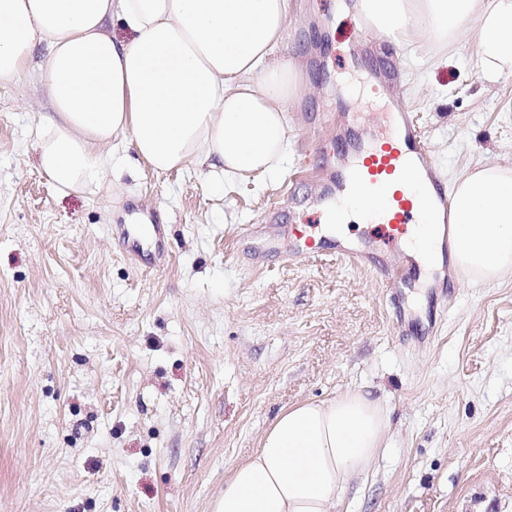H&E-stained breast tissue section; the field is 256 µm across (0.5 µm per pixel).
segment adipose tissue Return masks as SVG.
<instances>
[{
  "instance_id": "obj_1",
  "label": "adipose tissue",
  "mask_w": 512,
  "mask_h": 512,
  "mask_svg": "<svg viewBox=\"0 0 512 512\" xmlns=\"http://www.w3.org/2000/svg\"><path fill=\"white\" fill-rule=\"evenodd\" d=\"M374 30L438 46L471 30L479 76L512 75V0H360ZM128 30L113 38L110 19ZM287 0H0V81L28 71L37 44L53 110L31 131L63 194L99 186L127 136L154 171L198 164L234 178L280 169L301 78L272 60ZM452 260L473 282L512 273V170L481 165L453 187ZM388 411L351 391L281 411L236 464L213 512H334L386 448Z\"/></svg>"
}]
</instances>
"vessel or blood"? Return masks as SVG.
Listing matches in <instances>:
<instances>
[{
    "label": "vessel or blood",
    "instance_id": "vessel-or-blood-1",
    "mask_svg": "<svg viewBox=\"0 0 512 512\" xmlns=\"http://www.w3.org/2000/svg\"><path fill=\"white\" fill-rule=\"evenodd\" d=\"M374 95L385 98L388 110L377 122H362L354 112H341L337 125L348 134L339 155H326L317 179V197L324 207L323 225L245 224L237 244L262 243L267 250L287 248L289 260L303 264L318 255H332L357 266L370 267L386 285L388 302L402 339L422 343L435 339L445 322L448 293L450 204L448 193L428 159L422 135L401 100L397 85L382 78L371 84ZM372 200L363 221L367 231L342 235L341 201ZM427 236L434 250L414 248ZM126 255L152 251L155 267L168 264L167 229L159 221L121 227ZM416 290L427 291L430 307L419 317L406 306Z\"/></svg>",
    "mask_w": 512,
    "mask_h": 512
}]
</instances>
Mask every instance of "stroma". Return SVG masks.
I'll return each instance as SVG.
<instances>
[{
  "instance_id": "35a3bbf8",
  "label": "stroma",
  "mask_w": 512,
  "mask_h": 512,
  "mask_svg": "<svg viewBox=\"0 0 512 512\" xmlns=\"http://www.w3.org/2000/svg\"><path fill=\"white\" fill-rule=\"evenodd\" d=\"M275 55L306 88L276 174L211 188L196 165L157 173L130 141L101 189L60 194L30 131L52 105L39 71L0 82V512H212L224 478L276 415L362 390L390 412L387 449L335 512H512V277H456L437 341L395 334L386 287L336 257L248 266L243 224L314 221L335 128L325 109L371 112L391 60L445 187L512 160V76L480 79L469 36L447 64L414 40L351 58L343 0H287ZM142 212L169 231V264L124 257L112 233Z\"/></svg>"
}]
</instances>
